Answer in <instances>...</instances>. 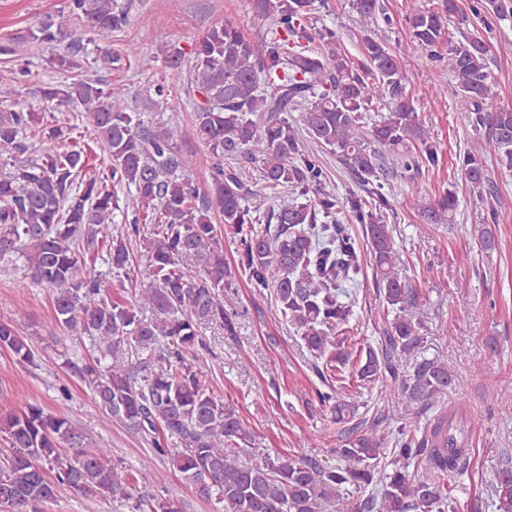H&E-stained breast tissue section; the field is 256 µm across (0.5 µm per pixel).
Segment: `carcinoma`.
Wrapping results in <instances>:
<instances>
[{
    "label": "carcinoma",
    "mask_w": 512,
    "mask_h": 512,
    "mask_svg": "<svg viewBox=\"0 0 512 512\" xmlns=\"http://www.w3.org/2000/svg\"><path fill=\"white\" fill-rule=\"evenodd\" d=\"M313 3L252 0L255 17L272 21L268 32L246 38L224 23L194 42L190 72L203 97L195 107L194 132L211 162V182L202 195L183 175L189 160L178 149L180 128L168 121L146 124L123 88L73 78L32 89L43 103L40 114L16 102L29 76L27 45L61 42L75 19L102 44L101 67L119 66L121 56L106 44L127 25V3L68 0L63 11L1 44L0 55L17 63L18 78L17 87L0 88V261L24 259L23 279L54 293L55 324L98 342L100 356L78 374L107 416L150 439L154 455L167 458L200 498L224 504V512H325L336 500L347 512H454L448 482L463 471L468 454L459 413L439 414L421 433L399 430L392 449L385 432L354 429L331 449L336 463L330 466L261 453L249 447L252 433L236 410L214 395L210 366L199 354L206 348L200 325L215 323L232 335L237 318L224 308L232 271L224 262L216 217L239 231L250 225L239 241L238 266L254 287L273 289L280 314L301 333L310 355L327 364L348 361L338 333L353 311L339 296L359 273L361 256L342 225L317 223V215L332 213L336 198L324 187L319 159L303 149L302 134L336 152L364 182L379 177L385 159L406 170L438 160L405 95L397 57L368 38L367 63L355 65L335 31L310 33ZM459 11L458 0L415 10L409 16L413 48L441 58L444 19ZM314 39L315 47L301 44ZM488 52L487 43L472 33L448 41L455 91L473 107L478 124H489L488 138L462 160L465 178L478 189L489 181L481 156L491 153L501 167L512 169V108L482 115L491 93ZM82 54L83 46L73 41L49 64L71 73L81 68ZM385 92L391 97L389 117L362 131V113ZM70 105L77 107L74 119L88 120L111 161L108 172L85 181L78 180L87 166L81 150L34 149L24 160L14 155L28 151V133L37 122L47 139L67 138L74 125L55 112ZM290 112L300 113L299 120H288ZM368 138L378 148H369ZM250 145L263 147L261 180L267 187H290L302 196L313 191L315 199L281 207L271 212L274 223L259 225L247 203L244 172L224 166ZM112 181L126 187L125 203L110 188ZM350 207L363 225L384 300L395 311L391 350L406 354L420 342V323L409 289L392 271L389 227L362 200L351 199ZM457 207L450 190L419 205L429 224L453 223ZM118 222L109 243L114 274L130 266L134 242L145 260L146 281L124 302L105 295L81 252L97 241L99 226ZM143 309L152 317H141ZM0 349L24 364L34 363L37 354L31 338L8 322H0ZM135 356L141 357L139 368L132 363ZM384 367L393 369L389 359L369 349L358 376L371 381ZM454 382L448 364L425 361L402 381L401 391L423 409ZM316 397L338 423L355 412V404L332 392L318 391ZM0 436L10 448L0 461V505L10 512H28L54 499L62 486L87 496L108 494L130 504L132 512H179L171 499L140 496L109 449L86 447L67 416L37 403L1 413ZM173 437L180 447L168 446ZM418 460L429 475L409 472ZM370 487L379 493L363 496ZM494 491L498 512H512L511 467L498 472Z\"/></svg>",
    "instance_id": "obj_1"
}]
</instances>
